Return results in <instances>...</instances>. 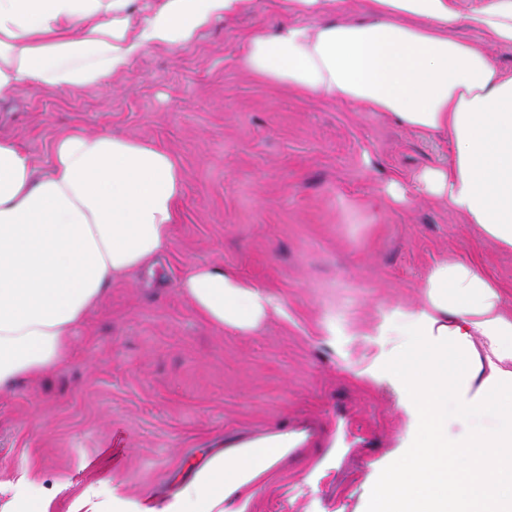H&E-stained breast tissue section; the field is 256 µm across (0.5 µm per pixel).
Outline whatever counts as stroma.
<instances>
[{
  "instance_id": "1",
  "label": "stroma",
  "mask_w": 512,
  "mask_h": 512,
  "mask_svg": "<svg viewBox=\"0 0 512 512\" xmlns=\"http://www.w3.org/2000/svg\"><path fill=\"white\" fill-rule=\"evenodd\" d=\"M288 19L281 0H255L104 87L12 91L0 137L37 175L64 133L107 132L168 151L184 194L153 269L106 288L62 366L0 394V507L47 498L68 512L89 486L162 501L225 443L295 428L313 441L263 477L245 512H368L413 431L384 355L427 270L473 263L512 312V251L447 203L385 193L447 160V136L236 66L246 33ZM197 264L246 278L280 312L249 335L210 324L179 288Z\"/></svg>"
}]
</instances>
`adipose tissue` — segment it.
<instances>
[{
	"mask_svg": "<svg viewBox=\"0 0 512 512\" xmlns=\"http://www.w3.org/2000/svg\"><path fill=\"white\" fill-rule=\"evenodd\" d=\"M134 0H0V101L27 84L59 92L102 87L148 49H177L250 0H159L132 21ZM346 0H288L294 23L250 32L236 58L253 76L338 99L403 126L448 134L444 166L416 177V195L446 201L494 245L512 249V71L465 27L512 47V0H364L372 20L336 22ZM184 192L173 157L147 142L74 131L50 172L0 140V393L63 362L74 327L120 275L148 268L170 244ZM182 290L209 322L250 333L274 298L210 265ZM390 351L404 408L418 423L410 455L376 488L370 512H512V315L474 266L428 270L423 304ZM465 431L450 435V423ZM309 439L281 431L212 456L161 506L137 512H229Z\"/></svg>",
	"mask_w": 512,
	"mask_h": 512,
	"instance_id": "adipose-tissue-1",
	"label": "adipose tissue"
}]
</instances>
